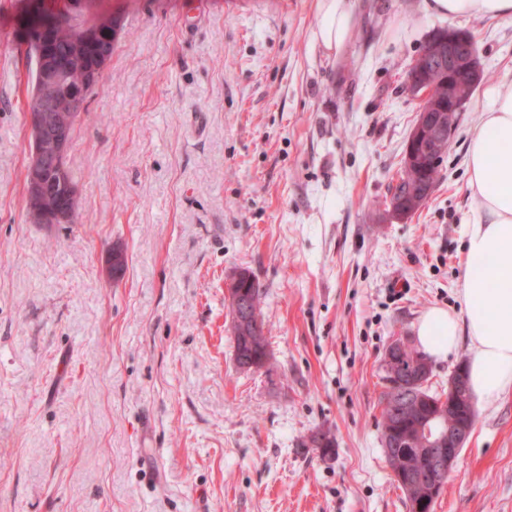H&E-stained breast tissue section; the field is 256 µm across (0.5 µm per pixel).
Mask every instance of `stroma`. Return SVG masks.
<instances>
[{"mask_svg":"<svg viewBox=\"0 0 512 512\" xmlns=\"http://www.w3.org/2000/svg\"><path fill=\"white\" fill-rule=\"evenodd\" d=\"M352 7L330 55L318 0H0V512H407L383 358L428 308L464 307L467 154L488 90L512 89V19ZM60 9L121 29L74 132L79 218L48 227L24 209L27 31ZM447 26L484 77L435 191L392 220L418 115L402 84ZM242 268L271 353L249 372L224 290ZM475 408L435 512H512V392Z\"/></svg>","mask_w":512,"mask_h":512,"instance_id":"1","label":"stroma"}]
</instances>
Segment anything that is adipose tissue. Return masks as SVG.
<instances>
[{
    "label": "adipose tissue",
    "mask_w": 512,
    "mask_h": 512,
    "mask_svg": "<svg viewBox=\"0 0 512 512\" xmlns=\"http://www.w3.org/2000/svg\"><path fill=\"white\" fill-rule=\"evenodd\" d=\"M315 39L340 52L353 27L349 0H319ZM426 12L451 19L510 17L512 0H424ZM473 216L460 280L465 307H430L416 325L420 348L441 360L468 340L469 387L494 403L512 391V90H495L481 112L468 151Z\"/></svg>",
    "instance_id": "1"
}]
</instances>
